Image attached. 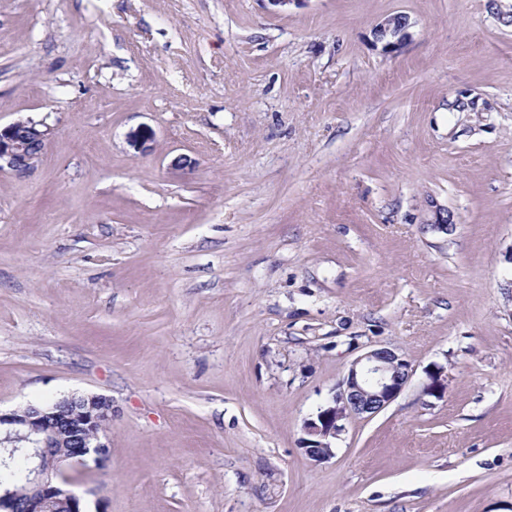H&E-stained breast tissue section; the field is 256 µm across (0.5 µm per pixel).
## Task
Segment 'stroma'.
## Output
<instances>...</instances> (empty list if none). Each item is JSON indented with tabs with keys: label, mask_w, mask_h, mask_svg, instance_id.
I'll list each match as a JSON object with an SVG mask.
<instances>
[{
	"label": "stroma",
	"mask_w": 512,
	"mask_h": 512,
	"mask_svg": "<svg viewBox=\"0 0 512 512\" xmlns=\"http://www.w3.org/2000/svg\"><path fill=\"white\" fill-rule=\"evenodd\" d=\"M502 3L0 0V124L54 130L0 173V411L111 398L86 512H512ZM379 346L412 379L311 461ZM408 18L402 14L386 17L374 28V37L385 42V49H393L407 37Z\"/></svg>",
	"instance_id": "stroma-1"
}]
</instances>
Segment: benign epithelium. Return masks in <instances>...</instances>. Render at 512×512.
I'll return each mask as SVG.
<instances>
[{
    "label": "benign epithelium",
    "instance_id": "benign-epithelium-1",
    "mask_svg": "<svg viewBox=\"0 0 512 512\" xmlns=\"http://www.w3.org/2000/svg\"><path fill=\"white\" fill-rule=\"evenodd\" d=\"M408 18L402 14L386 17L374 28L376 40L393 49L407 37ZM53 135L43 120L31 117L0 126V171L16 175L32 172ZM414 375L410 362L388 347L372 349L355 359L330 400L319 406L303 422L305 454L322 463L333 455V440L342 431L341 421L351 417H371L385 409L403 391ZM423 393L441 398L447 390L442 368L427 371ZM112 422V400L100 394L71 395L58 408L28 405L8 413L0 412V426L25 432L32 477L21 498L0 503L5 512H50L59 496L68 498L72 512H84L81 499L70 489L67 468L97 463L108 458L102 441Z\"/></svg>",
    "mask_w": 512,
    "mask_h": 512
}]
</instances>
